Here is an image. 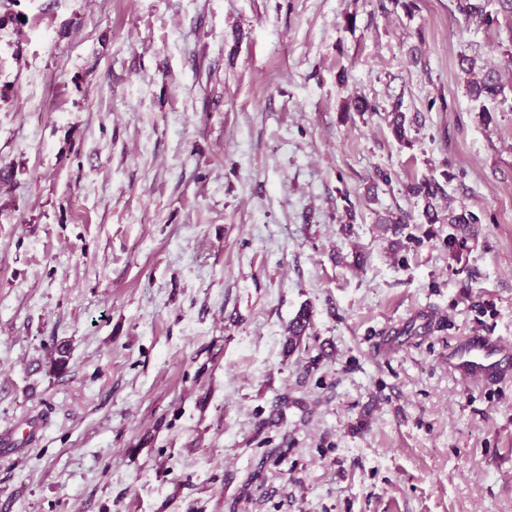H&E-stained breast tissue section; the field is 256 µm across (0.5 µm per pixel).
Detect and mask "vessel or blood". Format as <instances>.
Returning a JSON list of instances; mask_svg holds the SVG:
<instances>
[{
    "label": "vessel or blood",
    "mask_w": 512,
    "mask_h": 512,
    "mask_svg": "<svg viewBox=\"0 0 512 512\" xmlns=\"http://www.w3.org/2000/svg\"><path fill=\"white\" fill-rule=\"evenodd\" d=\"M448 365L476 385L512 378V342L482 335L460 339L448 351Z\"/></svg>",
    "instance_id": "obj_1"
}]
</instances>
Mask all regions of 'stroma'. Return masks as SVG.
<instances>
[{"label": "stroma", "instance_id": "stroma-1", "mask_svg": "<svg viewBox=\"0 0 512 512\" xmlns=\"http://www.w3.org/2000/svg\"><path fill=\"white\" fill-rule=\"evenodd\" d=\"M463 2L0 0V512H512V380L448 369L512 341ZM448 367L476 385L508 380L512 376V342L474 334L448 350Z\"/></svg>", "mask_w": 512, "mask_h": 512}]
</instances>
